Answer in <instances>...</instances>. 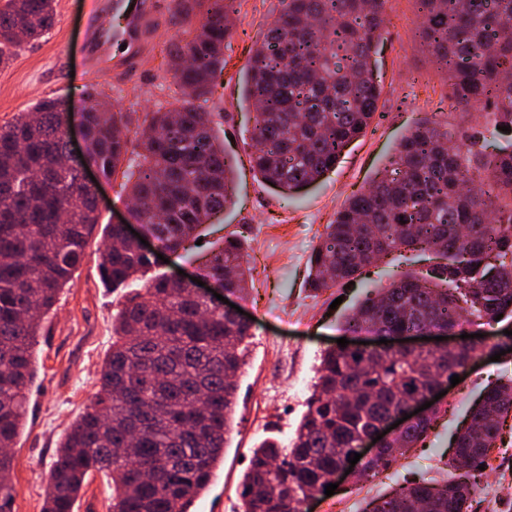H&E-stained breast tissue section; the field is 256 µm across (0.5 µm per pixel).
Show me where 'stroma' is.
<instances>
[{"label": "stroma", "mask_w": 512, "mask_h": 512, "mask_svg": "<svg viewBox=\"0 0 512 512\" xmlns=\"http://www.w3.org/2000/svg\"><path fill=\"white\" fill-rule=\"evenodd\" d=\"M51 32L25 45L9 67L0 68V126L47 96L67 100L72 113L83 109L81 91L104 87L114 109L144 114L176 104L182 96L168 66V47L181 24L173 17L174 0H156L141 56L131 67L101 72L85 52L89 20L112 28L115 12L93 11L90 0H56ZM280 0H239L235 34L224 46L227 66L209 97L220 115L217 134L236 176L234 202L204 227L199 247L169 255L156 272L183 271L200 277L203 248L226 237L246 243L252 286L231 303L251 315L253 336L246 365L238 378L233 431L224 459L191 512H236L239 485L251 452L263 439H290L306 409V400L324 350L343 337L344 315L371 289L398 276L426 273L431 261L391 255L364 270L345 288L314 293L305 286L308 258L326 224L353 193L393 155L400 139L424 120L439 123L457 143L472 126L491 125L480 113L463 115L448 106V75L423 49L418 37L416 0H390L382 36L375 47L382 79L380 113L363 137L355 140L336 166L316 183L282 194L262 184L250 167L253 112L241 98L242 75L250 52L273 24ZM100 224L132 223L131 203L122 175L96 177ZM101 233H94L82 262L45 317L34 347L36 377L29 389L20 434L11 454L16 494L11 512H42L46 481L70 425L91 405L99 371L112 346V320L129 287H103L99 277ZM512 377V356L478 364L451 389L444 410L426 439L376 477L319 498L311 512H327L329 500L341 512H361L366 501L419 479L448 475V445L468 408L484 388ZM482 501L476 512H512V417L502 426L491 470L481 478Z\"/></svg>", "instance_id": "35a3bbf8"}]
</instances>
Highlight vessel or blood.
<instances>
[{
    "mask_svg": "<svg viewBox=\"0 0 512 512\" xmlns=\"http://www.w3.org/2000/svg\"><path fill=\"white\" fill-rule=\"evenodd\" d=\"M114 7L117 12L127 16L126 23L119 37L116 38L123 42L127 56H136L143 42L144 20L148 12V6L143 2V4L132 7L129 6L127 0H114ZM116 38L95 27L86 28L84 41L87 54L100 69H111L112 41Z\"/></svg>",
    "mask_w": 512,
    "mask_h": 512,
    "instance_id": "b4317fda",
    "label": "vessel or blood"
}]
</instances>
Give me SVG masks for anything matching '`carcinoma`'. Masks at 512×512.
Segmentation results:
<instances>
[{
    "mask_svg": "<svg viewBox=\"0 0 512 512\" xmlns=\"http://www.w3.org/2000/svg\"><path fill=\"white\" fill-rule=\"evenodd\" d=\"M385 0H282L275 24L253 50L242 98L255 107L251 167L283 193L318 181L373 121L382 88L372 61ZM236 0H175L187 15L206 7L169 55L183 90L180 103L146 113L149 133L129 178L135 218L160 247L186 250L199 229L231 204L232 163L214 135L208 101L224 71ZM421 45L450 80V106L492 108L496 133L512 128V0H419ZM55 0L0 3V67L24 43L54 26ZM84 160L63 164L69 138L65 102L44 98L0 127V449L22 426L33 383V346L42 319L80 264L98 225L95 191L80 167L109 178L122 166L132 117L111 112L103 89L84 88ZM484 132L448 147L430 122L403 136L370 186L348 199L309 256L308 286L340 288L363 267L404 250L445 259L434 280L409 274L376 288L344 316L343 329L402 332L442 324L481 326L512 319V143L496 154L477 149ZM100 278L114 287L155 264L105 226ZM202 271L225 290L248 289L242 242L227 238L201 256ZM252 326L195 297L164 275L130 295L112 326L92 405L71 426L49 473L43 512H73L86 476L112 480L111 512H189L224 457L237 386ZM381 354L348 344L325 351L307 411L288 445L264 440L243 475L239 512H299L306 493L325 496L328 475L343 467L360 439L402 402L423 393L476 349L413 354L389 344ZM512 383L485 389L450 442L460 471L442 485L425 480L368 501L362 512H474L479 466L504 420ZM437 414L410 424L362 462L360 475L384 470L424 441ZM133 448L120 465L114 449ZM12 459L0 452V512H10Z\"/></svg>",
    "mask_w": 512,
    "mask_h": 512,
    "instance_id": "carcinoma-1",
    "label": "carcinoma"
}]
</instances>
